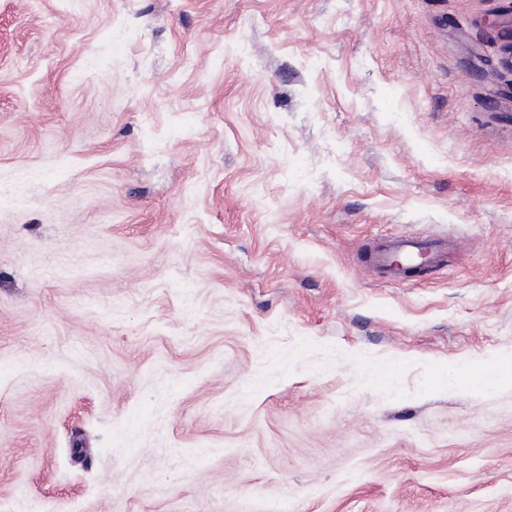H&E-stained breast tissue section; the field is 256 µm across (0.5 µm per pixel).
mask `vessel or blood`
I'll return each instance as SVG.
<instances>
[{
    "label": "vessel or blood",
    "instance_id": "1",
    "mask_svg": "<svg viewBox=\"0 0 512 512\" xmlns=\"http://www.w3.org/2000/svg\"><path fill=\"white\" fill-rule=\"evenodd\" d=\"M452 246L453 242L448 238L397 234L368 244L367 265L389 279L402 280L413 269L412 259L418 257L424 258L428 268L438 270L445 267Z\"/></svg>",
    "mask_w": 512,
    "mask_h": 512
}]
</instances>
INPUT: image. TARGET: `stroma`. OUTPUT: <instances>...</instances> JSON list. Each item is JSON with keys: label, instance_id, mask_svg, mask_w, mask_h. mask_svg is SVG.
I'll list each match as a JSON object with an SVG mask.
<instances>
[{"label": "stroma", "instance_id": "35a3bbf8", "mask_svg": "<svg viewBox=\"0 0 512 512\" xmlns=\"http://www.w3.org/2000/svg\"><path fill=\"white\" fill-rule=\"evenodd\" d=\"M500 6L0 0V512H512ZM454 242L448 237L435 238L412 234H397L383 238L367 246V267L381 271L388 279L403 280L409 276L415 266L412 262L417 257L426 259L424 267L433 270L443 269L448 258V249ZM396 254L408 259L403 266L392 264ZM466 371L467 378L464 382L467 386L475 387H498L500 385L511 382L512 380V361L510 358H499L491 364L489 371L477 374L467 367H463ZM463 370V371H464Z\"/></svg>", "mask_w": 512, "mask_h": 512}]
</instances>
